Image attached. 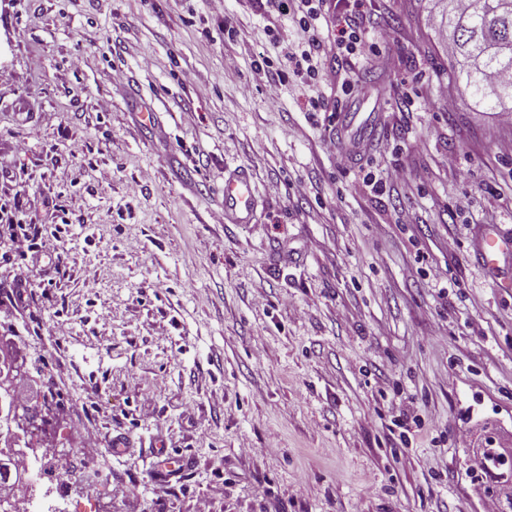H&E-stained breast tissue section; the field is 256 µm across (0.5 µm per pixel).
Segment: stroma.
Wrapping results in <instances>:
<instances>
[{"label": "stroma", "instance_id": "stroma-1", "mask_svg": "<svg viewBox=\"0 0 512 512\" xmlns=\"http://www.w3.org/2000/svg\"><path fill=\"white\" fill-rule=\"evenodd\" d=\"M381 26L392 52L315 85L265 0H0V341L57 399L35 454L112 480L82 512H482L464 451L512 446V247L491 270L473 245L512 237V122L440 95L415 0H369ZM346 70L378 109L361 159L310 105L346 104ZM394 162L413 188L355 189ZM235 167L252 224L224 221ZM26 224L44 251L15 250Z\"/></svg>", "mask_w": 512, "mask_h": 512}]
</instances>
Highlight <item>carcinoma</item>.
Listing matches in <instances>:
<instances>
[{
	"label": "carcinoma",
	"mask_w": 512,
	"mask_h": 512,
	"mask_svg": "<svg viewBox=\"0 0 512 512\" xmlns=\"http://www.w3.org/2000/svg\"><path fill=\"white\" fill-rule=\"evenodd\" d=\"M426 20L443 39L449 70L459 82L460 95L492 112H512V82H492L498 74L512 73V0H418ZM488 470L482 482L484 493L500 505L499 512H512V500L503 499L498 482L512 470L498 467L494 455L487 457Z\"/></svg>",
	"instance_id": "obj_1"
}]
</instances>
